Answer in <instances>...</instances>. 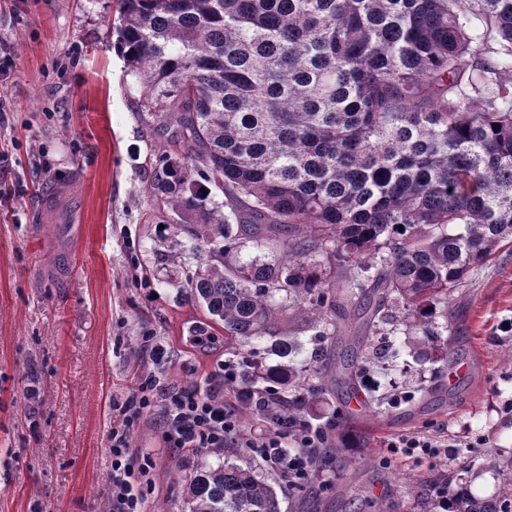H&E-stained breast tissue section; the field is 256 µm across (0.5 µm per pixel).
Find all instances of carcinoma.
<instances>
[{
    "mask_svg": "<svg viewBox=\"0 0 512 512\" xmlns=\"http://www.w3.org/2000/svg\"><path fill=\"white\" fill-rule=\"evenodd\" d=\"M117 3L141 111L174 150L154 193L206 247L187 297L224 331L226 359L273 340L279 361L244 374L288 433L313 427L319 396H355L391 338L448 365L455 295L512 243V0ZM248 244L278 257L245 259ZM343 341L355 349L338 360ZM327 442L317 470L342 459ZM490 456L497 490L470 491L475 455L448 475V512H512V452ZM186 505L281 512L274 484L229 457L189 477Z\"/></svg>",
    "mask_w": 512,
    "mask_h": 512,
    "instance_id": "carcinoma-1",
    "label": "carcinoma"
}]
</instances>
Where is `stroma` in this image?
<instances>
[{"instance_id": "stroma-1", "label": "stroma", "mask_w": 512, "mask_h": 512, "mask_svg": "<svg viewBox=\"0 0 512 512\" xmlns=\"http://www.w3.org/2000/svg\"><path fill=\"white\" fill-rule=\"evenodd\" d=\"M116 0H0V42L14 62L0 77V512H112L108 437L141 379L206 384L223 344L203 353L205 323L186 298L205 257L169 225L154 196L166 142L144 120L140 85L118 49ZM457 373L416 363L401 348L385 383L409 391L437 378L446 392L416 413L363 410L346 454L355 473L313 474L309 496L330 512L374 495L420 512L464 445L512 448V248L503 247L456 296ZM150 335L162 353L142 347ZM132 457L154 460L145 512H187L186 479L220 459L164 447L158 413L131 428ZM459 437L447 465L397 456L390 438Z\"/></svg>"}]
</instances>
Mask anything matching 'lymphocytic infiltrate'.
<instances>
[{"label":"lymphocytic infiltrate","mask_w":512,"mask_h":512,"mask_svg":"<svg viewBox=\"0 0 512 512\" xmlns=\"http://www.w3.org/2000/svg\"><path fill=\"white\" fill-rule=\"evenodd\" d=\"M241 365L220 362L206 387L185 386L177 390L164 387L153 378L137 386L129 405L135 414L153 408L166 447L178 449L247 448L262 459L288 485L308 482L312 474V457L324 448L325 441L315 429L300 430L296 436L269 425L243 434L234 404H227L226 391H233L236 402L252 399L253 394L238 384ZM133 416L124 417L113 426L109 436L112 453L110 498L112 512H142L145 490L151 485V459L139 467H131V426ZM293 439L298 451L287 455L282 451L284 439Z\"/></svg>","instance_id":"lymphocytic-infiltrate-1"}]
</instances>
